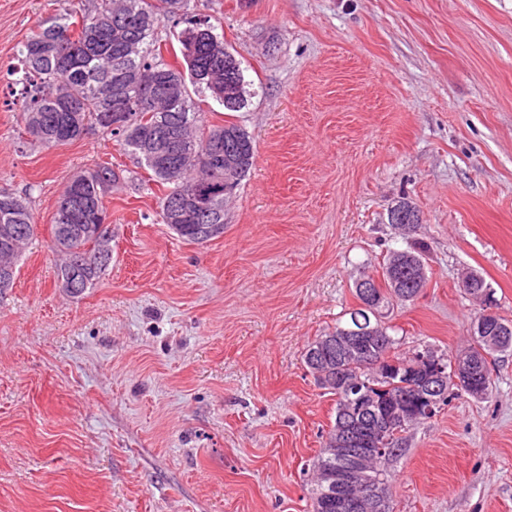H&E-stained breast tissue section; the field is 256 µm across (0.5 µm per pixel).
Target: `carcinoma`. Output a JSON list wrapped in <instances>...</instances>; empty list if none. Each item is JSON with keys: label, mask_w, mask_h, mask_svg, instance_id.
<instances>
[{"label": "carcinoma", "mask_w": 512, "mask_h": 512, "mask_svg": "<svg viewBox=\"0 0 512 512\" xmlns=\"http://www.w3.org/2000/svg\"><path fill=\"white\" fill-rule=\"evenodd\" d=\"M91 7L79 13L63 7L49 25H40L17 48L21 62L17 82L31 94L20 121L33 144L53 148L79 139L94 127L119 139L125 150L149 172L152 180L164 187L160 198L162 221L176 197L200 188L202 180L224 182V165L208 161L212 150L236 154L234 186L250 172L255 158L252 137L242 127L230 123L206 126L191 92H210L224 109L236 112L255 94L241 62L224 45V35L202 20H189L179 33L185 69L166 62L161 51L158 29L162 20L186 9L187 0H91ZM112 120H107V116ZM66 129V138L55 136ZM154 132L173 133L187 140L192 149L174 153L162 166L143 156L139 141ZM120 181L119 173L107 164L76 172L66 183L57 202L52 224L51 248L59 256L57 287L71 297H79L96 287L112 261L103 235L98 232L108 220L106 195ZM188 242L202 245L209 239L198 236L196 221L169 226ZM38 224L27 197L0 191V268L11 274L0 277V291L12 287L18 264ZM425 282L413 283L401 295L392 283L382 287L378 302L347 312L348 319L336 323L331 332L311 342L303 355L305 365L317 373L315 351L331 356L338 383L320 384L336 396V414L324 445L313 462L318 480L312 489L313 512H336L325 502L336 499V488L320 480L346 464L342 453L344 409L347 397L339 381L360 376L366 390L380 403L404 392V383L420 379L425 373L415 368L414 359L396 352V340L382 324L380 311L394 301L411 302L419 296ZM370 328L373 334L360 338L362 347L380 361L368 368L355 357L336 354L327 341L349 328ZM512 350V335L502 341L497 336H475L466 356L485 371L480 385L485 394L493 388V369L489 359ZM409 422L387 447L386 458L376 464L369 477L389 493V466L406 450L403 433Z\"/></svg>", "instance_id": "carcinoma-1"}]
</instances>
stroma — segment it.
<instances>
[{
  "label": "stroma",
  "instance_id": "1",
  "mask_svg": "<svg viewBox=\"0 0 512 512\" xmlns=\"http://www.w3.org/2000/svg\"><path fill=\"white\" fill-rule=\"evenodd\" d=\"M61 0H0V191L38 234L0 295V512H312V463L335 417L303 355L357 304L420 211L428 284L384 322L408 354L472 341L480 274L512 319V0H188L254 96L234 123L255 163L198 245L162 224V188L91 129L29 143L18 45ZM186 14V15H187ZM107 162L112 263L73 298L50 248L70 176ZM492 393L412 426L393 512H512V353Z\"/></svg>",
  "mask_w": 512,
  "mask_h": 512
}]
</instances>
